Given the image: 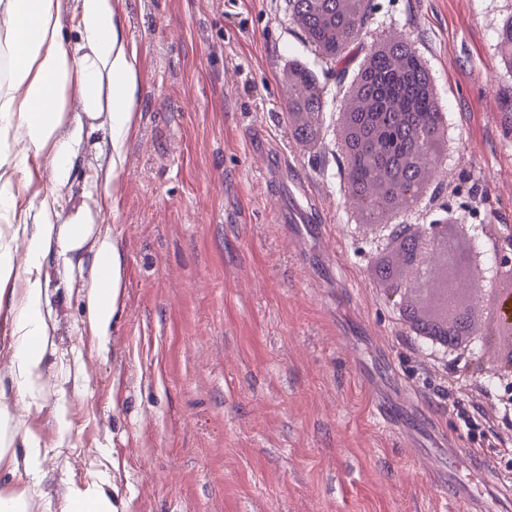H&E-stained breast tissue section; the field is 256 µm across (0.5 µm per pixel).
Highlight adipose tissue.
Here are the masks:
<instances>
[{
    "label": "adipose tissue",
    "mask_w": 512,
    "mask_h": 512,
    "mask_svg": "<svg viewBox=\"0 0 512 512\" xmlns=\"http://www.w3.org/2000/svg\"><path fill=\"white\" fill-rule=\"evenodd\" d=\"M121 0H0V46L10 51L11 70L0 78V319L9 323L13 393L0 389V421L5 401L35 399L44 384L53 343L45 317L47 290L40 271L50 255L59 220L55 190L70 175L69 114H106L111 170H118L135 129L140 103L137 55L123 34ZM76 32L65 42L63 25ZM13 161L14 175L4 173ZM24 247L23 271L14 253ZM93 262L97 274L86 301L91 326L106 336L117 312L123 263L117 241L103 236ZM21 452L0 434V477L38 479L42 450L35 435H24Z\"/></svg>",
    "instance_id": "adipose-tissue-1"
}]
</instances>
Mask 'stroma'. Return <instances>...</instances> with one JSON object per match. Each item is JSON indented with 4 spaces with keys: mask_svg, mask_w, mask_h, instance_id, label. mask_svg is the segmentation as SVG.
<instances>
[{
    "mask_svg": "<svg viewBox=\"0 0 512 512\" xmlns=\"http://www.w3.org/2000/svg\"><path fill=\"white\" fill-rule=\"evenodd\" d=\"M325 63L289 0H121L140 60L137 126L106 184L105 116L71 113L59 238L41 272L55 352L36 406L43 478L29 512H67L72 485L104 482L121 512H460L433 478L449 445L462 479L479 455L451 403L491 410L453 354L412 345L368 274L374 245L347 204L334 127L371 48L392 37L427 61L450 126L441 181L411 224L451 207L512 248V73L499 62L512 0H373ZM328 106L316 147L288 117V65ZM264 130L269 158L252 151ZM300 208L278 221L281 189ZM85 240L70 250V221ZM110 234L124 285L107 338L90 329L93 255ZM402 402L393 432L373 403ZM423 457H415V447Z\"/></svg>",
    "mask_w": 512,
    "mask_h": 512,
    "instance_id": "stroma-1",
    "label": "stroma"
}]
</instances>
